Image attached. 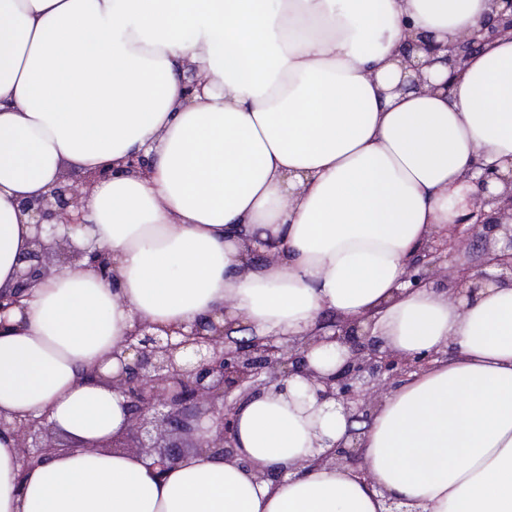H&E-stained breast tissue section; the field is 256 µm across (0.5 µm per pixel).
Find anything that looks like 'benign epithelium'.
<instances>
[{
    "mask_svg": "<svg viewBox=\"0 0 512 512\" xmlns=\"http://www.w3.org/2000/svg\"><path fill=\"white\" fill-rule=\"evenodd\" d=\"M497 15L483 24L484 38L462 37L452 46L418 43L433 63L432 57L444 50L442 61L450 75L462 71L469 56L485 42L512 32V0H492ZM506 4V10L499 9ZM112 175L108 168L91 172L81 184L64 173L49 192L41 197L20 202L22 211L37 217L32 248L23 258L24 267L16 274L10 288L0 290V316L22 306L26 292L37 281L51 273V268L77 269L84 259L106 278H112V254L106 249L89 251L76 244L65 233H56L57 226L77 227L83 224L82 207L86 192L94 183ZM496 179L505 188L499 194L488 192L489 181ZM482 195L472 211L458 219L469 225V232L484 245L486 261L479 265H463L466 257L456 250L454 238L443 241L432 238L419 251L415 267L419 273L409 275L414 284L438 282L443 275L452 291L475 292L489 280H512V175L504 177L484 169L481 176ZM490 211H485V208ZM504 238L508 253H499V238ZM454 262L444 266L449 259ZM334 334L318 333L300 339L279 341L275 338L229 339L232 326L209 321L180 333L173 341L152 331V325L140 321L120 343L122 354H133L129 361H120L115 374L95 376L110 384L126 398V428L104 439L81 441L83 448H122L147 458L165 470L190 452L218 455L226 460L235 457L234 416L237 404L245 397L265 389H283L285 381L299 374L306 378L319 401L333 400L341 405L348 421L368 422L386 381L406 376L426 367L433 359L410 358L387 349L377 337L363 329L357 321L337 318L331 325ZM339 342L349 349L342 367L323 374L310 366L307 353L311 346ZM188 348L198 357L190 366L178 359ZM7 430L16 440L22 470L43 462L58 448L69 446L72 437L60 432L46 419L24 418L9 423L0 419V432ZM364 429L349 428L351 445H339L320 458L328 465L355 466L360 462V436Z\"/></svg>",
    "mask_w": 512,
    "mask_h": 512,
    "instance_id": "obj_1",
    "label": "benign epithelium"
}]
</instances>
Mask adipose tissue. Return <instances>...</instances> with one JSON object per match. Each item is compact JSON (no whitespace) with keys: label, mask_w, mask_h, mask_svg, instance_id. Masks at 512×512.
<instances>
[{"label":"adipose tissue","mask_w":512,"mask_h":512,"mask_svg":"<svg viewBox=\"0 0 512 512\" xmlns=\"http://www.w3.org/2000/svg\"><path fill=\"white\" fill-rule=\"evenodd\" d=\"M490 14L491 0H0V289L31 248L19 201L66 169L112 171L74 239L111 251L114 272L60 268L0 324L1 418L121 432L124 396L88 373L117 372L139 318L295 339L326 313L366 316L390 350L434 357L383 395L358 466L317 464L348 420L295 375L240 403L230 460L161 471L63 448L24 472L0 433V512H512V284L453 296L406 280L471 211L483 167L512 171V38L454 76L409 47ZM138 153L147 170L126 171Z\"/></svg>","instance_id":"1"}]
</instances>
